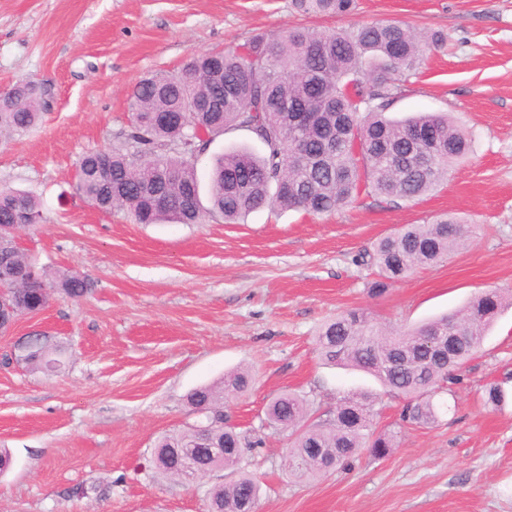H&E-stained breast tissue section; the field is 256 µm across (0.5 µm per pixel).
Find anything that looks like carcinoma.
<instances>
[{"instance_id": "carcinoma-1", "label": "carcinoma", "mask_w": 512, "mask_h": 512, "mask_svg": "<svg viewBox=\"0 0 512 512\" xmlns=\"http://www.w3.org/2000/svg\"><path fill=\"white\" fill-rule=\"evenodd\" d=\"M303 15H339L352 0H292ZM440 32L421 34L396 23L363 24L329 33L293 27L255 35L244 51L194 54L177 73L139 81L129 95L132 126L120 148L89 152L77 164L75 189L97 208L122 209L139 224H197L204 216L237 224L266 207L323 216L354 203L363 192L412 200L448 179L471 148L468 132L446 113L426 112L393 121L385 112L425 57L445 44ZM189 121L179 122V114ZM43 117L39 87L14 83L0 93V135L21 136ZM244 130L262 147L215 158L210 207L201 206L198 157L213 138ZM43 219L40 202L19 190L0 189V225L27 228ZM465 221L446 215L405 224L381 238L362 262L378 270L373 296L423 266L463 248ZM34 263L20 246L0 244V274L8 270V302L17 317L40 311L53 294L81 298L93 281L69 271L31 275ZM512 297L492 289L462 310L415 328L392 331L361 310L327 321L317 336L322 359L373 376L407 404L402 421L425 426L438 419L434 396L457 381L454 371L480 347L496 315ZM61 348L36 334L24 361L34 372L60 365ZM246 370L189 394L191 410L205 411L206 428L193 424L162 436L151 457L167 479L186 483L217 468H237L229 486L209 489L211 512H249L260 484L245 470V437L224 425V399L249 390ZM269 427L293 437L288 471L300 480L352 463L365 450L382 459L397 432L380 429L372 401L340 400L324 420H313L303 397L283 393L266 411Z\"/></svg>"}]
</instances>
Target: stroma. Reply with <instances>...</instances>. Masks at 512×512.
<instances>
[{"instance_id": "1", "label": "stroma", "mask_w": 512, "mask_h": 512, "mask_svg": "<svg viewBox=\"0 0 512 512\" xmlns=\"http://www.w3.org/2000/svg\"><path fill=\"white\" fill-rule=\"evenodd\" d=\"M382 20L447 37L387 112H446L470 132L471 153L437 191L410 201L364 193L320 217L264 209L241 224H136L76 193L80 157L121 144L128 95L145 76L259 33ZM20 80L41 86L44 116L0 141V186L41 203L45 220L23 242L38 267L94 288L54 295L0 338V448L12 454L0 512H206L207 489L234 483L235 470L185 484L156 478L149 460L159 436L195 422L188 393L239 369L255 380L225 399L224 417L260 442L245 454L262 485L260 512H512V307L426 426L401 422L403 400L372 376L323 364L315 343L350 309L409 326L490 288L512 293V0H354L336 16L299 15L292 0H0V91ZM444 213L473 219L467 246L371 296L375 274L357 258L402 225ZM37 330L66 350L49 375L8 360ZM492 382L506 393L494 410L483 401ZM285 392L321 414L345 396L370 397L396 446L297 480L287 433L264 423Z\"/></svg>"}]
</instances>
